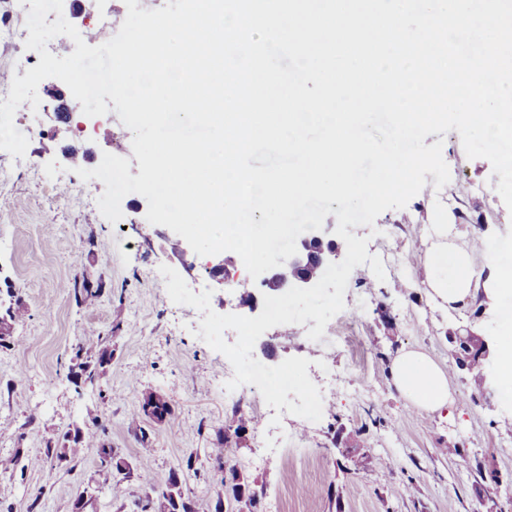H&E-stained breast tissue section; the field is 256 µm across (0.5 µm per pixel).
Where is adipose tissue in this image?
<instances>
[{
    "label": "adipose tissue",
    "mask_w": 512,
    "mask_h": 512,
    "mask_svg": "<svg viewBox=\"0 0 512 512\" xmlns=\"http://www.w3.org/2000/svg\"><path fill=\"white\" fill-rule=\"evenodd\" d=\"M499 252V244L490 242L487 271L477 273L470 253L449 244L447 225H437L436 241L425 253L422 283L432 298L451 306L481 297L489 305H496L503 295L512 294V267L499 262ZM393 375L396 390L423 410L445 408L452 400L445 373L419 352L401 354L394 363Z\"/></svg>",
    "instance_id": "ef3b65f1"
}]
</instances>
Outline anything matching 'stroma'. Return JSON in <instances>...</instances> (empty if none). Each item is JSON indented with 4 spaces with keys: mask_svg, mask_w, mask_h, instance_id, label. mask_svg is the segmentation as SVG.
Instances as JSON below:
<instances>
[{
    "mask_svg": "<svg viewBox=\"0 0 512 512\" xmlns=\"http://www.w3.org/2000/svg\"><path fill=\"white\" fill-rule=\"evenodd\" d=\"M126 15L120 0H87L67 19L86 35L104 25L119 30ZM26 19L15 0H0V26L14 31L0 38L1 100L20 60L40 61L25 46ZM58 84L43 80L39 106L26 101L15 112L14 124L29 140L24 157L0 150V280H11L28 309L10 346L0 347V458L20 459L14 470L0 471V512H72L87 488L96 491L88 512H136L150 493L138 477L144 468L162 484L177 474L195 512H248L221 485L209 457L241 411L249 417L246 432L241 442L225 443L224 459L260 493L259 512H512V419L501 416L500 391L483 376L494 359L469 369L453 343L469 332L494 345L512 297L494 311L476 302L451 309L421 284L431 226L443 215L454 226L450 241L470 251L475 271L484 268L490 240L502 243L500 260L512 264V212L489 161L467 158L457 131L425 138L428 146L442 142L450 182L438 190L427 176L405 208L353 230L368 237L385 281L369 266L356 267L345 307L320 340L305 339L315 325L310 319L267 330L271 353L254 348L253 358L267 366L309 359L308 374L321 388L330 374L343 376V390L324 396L321 420L278 417L252 386L225 391L231 363L197 337L200 312L171 301L159 268L176 270L193 292L210 289L220 314L235 313L242 290L263 296L266 287L228 253L180 256L177 234L147 221L140 194L126 195L119 222L108 221L97 205L104 184L75 170L97 167L108 152L129 159L131 175H138L133 133L116 111L89 117L77 101L68 122H56L49 91ZM221 261L229 272L223 283L208 274ZM85 278L103 284L90 306L73 296ZM91 329L112 353L93 386L71 374L85 359L80 349ZM347 336L357 337L356 347L344 344ZM407 350L424 353L446 373L452 405L426 412L399 395L390 369ZM151 392L172 407L164 421L132 415ZM77 432L86 440L79 457L46 460V448L68 445ZM102 442L129 469L117 498L98 464Z\"/></svg>",
    "mask_w": 512,
    "mask_h": 512,
    "instance_id": "1",
    "label": "stroma"
}]
</instances>
